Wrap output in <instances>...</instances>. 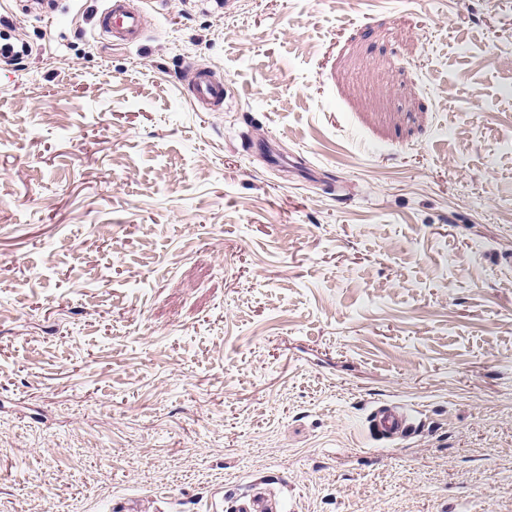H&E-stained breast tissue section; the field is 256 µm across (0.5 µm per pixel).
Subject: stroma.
I'll use <instances>...</instances> for the list:
<instances>
[{
  "label": "stroma",
  "mask_w": 512,
  "mask_h": 512,
  "mask_svg": "<svg viewBox=\"0 0 512 512\" xmlns=\"http://www.w3.org/2000/svg\"><path fill=\"white\" fill-rule=\"evenodd\" d=\"M22 3L0 512H512V0ZM103 8L98 29L118 46H132L143 40L140 13L127 0H101ZM202 102L221 104L224 102V86L209 79L204 71L196 73L193 83V105L198 108ZM370 431L391 440L394 445L405 439L413 429L410 412L402 406L377 405L369 416ZM280 501L265 490H258L248 498L238 500L233 512H282Z\"/></svg>",
  "instance_id": "1"
}]
</instances>
